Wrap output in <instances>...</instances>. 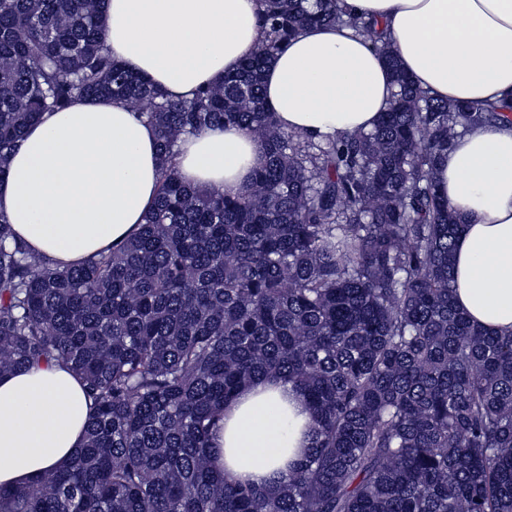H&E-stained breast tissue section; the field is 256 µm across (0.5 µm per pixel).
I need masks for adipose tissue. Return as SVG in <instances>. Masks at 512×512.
<instances>
[{
  "mask_svg": "<svg viewBox=\"0 0 512 512\" xmlns=\"http://www.w3.org/2000/svg\"><path fill=\"white\" fill-rule=\"evenodd\" d=\"M381 23L403 70L436 99H512V0H339ZM264 0H108L103 43L113 59L172 100L238 70L264 38ZM395 86L381 52L346 25L291 37L264 73L278 124L314 139L373 130ZM265 160L253 129L227 124L182 136L176 170L195 188L236 193ZM154 127L124 103L78 99L45 113L12 153L0 212L55 262L77 264L138 232L158 190ZM439 195L465 229L455 246V303L471 321L512 332V125H476L437 165ZM92 401L60 361L0 376V486L66 466ZM303 395L256 379L212 436L228 480L270 490L308 444Z\"/></svg>",
  "mask_w": 512,
  "mask_h": 512,
  "instance_id": "adipose-tissue-1",
  "label": "adipose tissue"
}]
</instances>
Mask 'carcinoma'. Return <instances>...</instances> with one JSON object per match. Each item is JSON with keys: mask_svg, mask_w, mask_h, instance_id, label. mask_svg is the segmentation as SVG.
I'll return each instance as SVG.
<instances>
[{"mask_svg": "<svg viewBox=\"0 0 512 512\" xmlns=\"http://www.w3.org/2000/svg\"><path fill=\"white\" fill-rule=\"evenodd\" d=\"M106 0H0V183L26 129L77 98L156 128L159 190L133 237L79 266L30 251L0 211V374L61 360L94 412L70 464L0 489V512H512V333L454 303L463 232L439 156L512 101H439L373 22L336 0H268L265 37L220 84L170 101L112 59ZM349 23L397 91L368 133L281 129L262 73L288 37ZM254 128L267 161L234 196L174 166L184 134ZM302 392L311 445L270 491L208 452L224 404L260 377Z\"/></svg>", "mask_w": 512, "mask_h": 512, "instance_id": "obj_1", "label": "carcinoma"}]
</instances>
